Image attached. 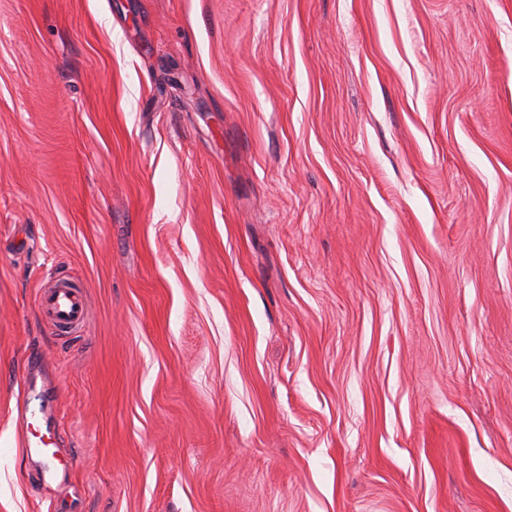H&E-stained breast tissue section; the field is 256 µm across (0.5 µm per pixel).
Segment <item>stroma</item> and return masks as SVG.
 Wrapping results in <instances>:
<instances>
[{"label":"stroma","instance_id":"1","mask_svg":"<svg viewBox=\"0 0 512 512\" xmlns=\"http://www.w3.org/2000/svg\"><path fill=\"white\" fill-rule=\"evenodd\" d=\"M0 512H512V0H0ZM39 309L41 314L62 329L85 322L87 309L83 297L70 289H57L42 296Z\"/></svg>","mask_w":512,"mask_h":512}]
</instances>
